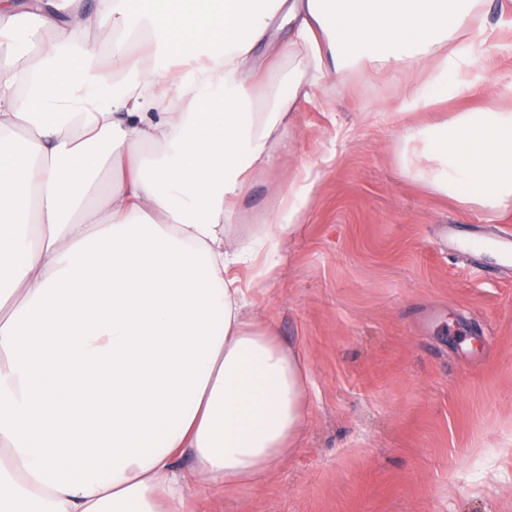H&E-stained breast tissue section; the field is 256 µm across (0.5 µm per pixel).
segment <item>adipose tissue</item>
Returning <instances> with one entry per match:
<instances>
[{
    "mask_svg": "<svg viewBox=\"0 0 512 512\" xmlns=\"http://www.w3.org/2000/svg\"><path fill=\"white\" fill-rule=\"evenodd\" d=\"M480 2L58 0L33 18L34 50L0 64V512H190L287 458L307 372L245 317L235 270L276 278L312 180L253 236L232 228L293 119V100L253 97L269 22L340 81L425 71L435 92L406 86L403 107L427 111L473 86ZM402 163L512 207V108L416 127Z\"/></svg>",
    "mask_w": 512,
    "mask_h": 512,
    "instance_id": "1",
    "label": "adipose tissue"
}]
</instances>
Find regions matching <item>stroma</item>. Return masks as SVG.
Segmentation results:
<instances>
[{
	"label": "stroma",
	"mask_w": 512,
	"mask_h": 512,
	"mask_svg": "<svg viewBox=\"0 0 512 512\" xmlns=\"http://www.w3.org/2000/svg\"><path fill=\"white\" fill-rule=\"evenodd\" d=\"M471 71V93L438 113L512 105V29ZM403 83L312 81L251 181L242 237L287 179L316 177L278 280L259 288L256 267L237 270L247 315L306 365L307 423L285 462L193 512H512V264L457 247L512 240V208L460 204L404 170L405 131L434 114L402 111Z\"/></svg>",
	"instance_id": "1"
}]
</instances>
